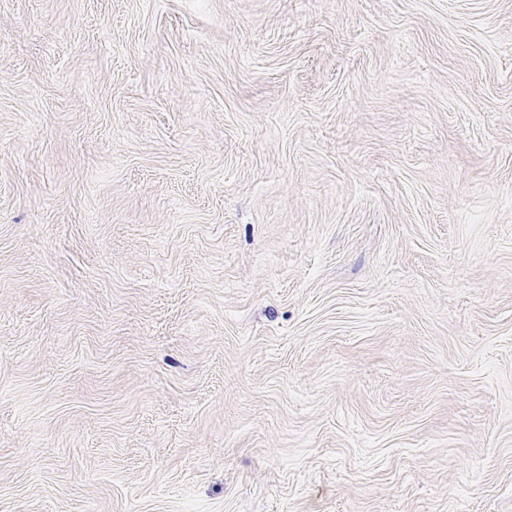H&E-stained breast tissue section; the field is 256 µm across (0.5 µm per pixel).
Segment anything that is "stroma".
Wrapping results in <instances>:
<instances>
[{
  "label": "stroma",
  "mask_w": 512,
  "mask_h": 512,
  "mask_svg": "<svg viewBox=\"0 0 512 512\" xmlns=\"http://www.w3.org/2000/svg\"><path fill=\"white\" fill-rule=\"evenodd\" d=\"M0 512H512V0H0Z\"/></svg>",
  "instance_id": "35a3bbf8"
}]
</instances>
